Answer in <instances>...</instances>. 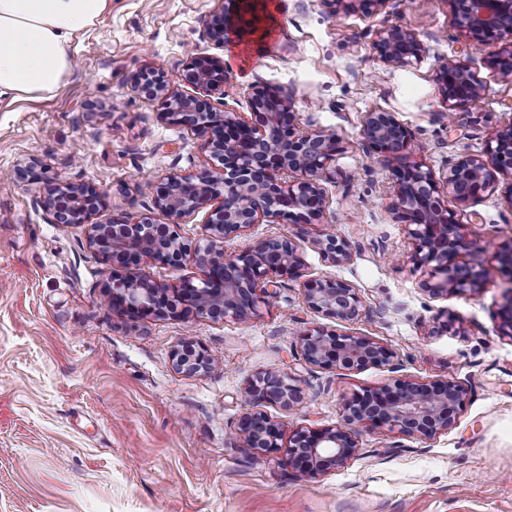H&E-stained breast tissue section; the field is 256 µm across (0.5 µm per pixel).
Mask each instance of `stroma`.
Wrapping results in <instances>:
<instances>
[{
    "instance_id": "obj_1",
    "label": "stroma",
    "mask_w": 512,
    "mask_h": 512,
    "mask_svg": "<svg viewBox=\"0 0 512 512\" xmlns=\"http://www.w3.org/2000/svg\"><path fill=\"white\" fill-rule=\"evenodd\" d=\"M216 5L109 0L74 37L73 72L55 92L0 101V178L32 158L47 174L104 191L96 221L132 214L166 223L154 205L158 183L198 173L209 156L196 131L165 122L158 100L134 91L131 78L155 69L191 94L183 63L208 55L228 71L207 97L215 108L262 124L249 99L257 87L276 86L291 96L301 129L339 140L318 221L263 222L223 243L235 254L289 236L303 278L282 280L272 303L244 321L132 320L104 303L107 266L84 231L37 205L45 184L0 186V512H512V337L500 319L512 279L496 256L512 244V178L465 206L444 198L485 281L475 293L432 296L421 288L430 270L411 262L413 242L394 211L393 166L361 137L365 113L383 110L412 135L407 162L435 176L484 155L512 123V84L488 66L493 46L460 34L448 0H388L376 11L336 14L322 0H252L241 11L246 32L221 44L204 35ZM391 25L416 34L420 60L398 68L379 61L374 42ZM451 58L486 86L453 119L436 80ZM327 234L351 242L348 261L322 257L315 242ZM324 278L356 289L359 319L305 305L303 280ZM316 327L388 346L394 368L307 363L295 341ZM184 339L208 350L207 372L173 367L170 352ZM265 373L296 379L298 410L245 401V388ZM443 377L465 389V405L430 440L362 428L355 456L314 476L289 467L283 453L256 456L234 445L240 418L255 408L287 431L318 429L340 422L353 393Z\"/></svg>"
}]
</instances>
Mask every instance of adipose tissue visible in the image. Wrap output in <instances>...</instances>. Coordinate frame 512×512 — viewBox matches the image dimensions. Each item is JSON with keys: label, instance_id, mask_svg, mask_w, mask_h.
I'll return each mask as SVG.
<instances>
[{"label": "adipose tissue", "instance_id": "adipose-tissue-1", "mask_svg": "<svg viewBox=\"0 0 512 512\" xmlns=\"http://www.w3.org/2000/svg\"><path fill=\"white\" fill-rule=\"evenodd\" d=\"M108 0H0V99L42 97L73 69L75 35L94 24Z\"/></svg>", "mask_w": 512, "mask_h": 512}]
</instances>
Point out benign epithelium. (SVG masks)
<instances>
[{
    "instance_id": "7a95c632",
    "label": "benign epithelium",
    "mask_w": 512,
    "mask_h": 512,
    "mask_svg": "<svg viewBox=\"0 0 512 512\" xmlns=\"http://www.w3.org/2000/svg\"><path fill=\"white\" fill-rule=\"evenodd\" d=\"M334 14L359 8L369 11L388 0H322ZM460 33L478 44H497L488 63L501 79L512 80V0H448ZM236 8L219 0L207 17L206 37L217 43L238 30ZM380 61L390 67H404L421 58L422 46L415 33L391 26L380 33L375 44ZM186 81L212 91L224 84V64L213 57L191 54L185 61ZM448 116L481 98L485 85L458 59H448L438 75ZM133 88L148 89L162 103V119L172 124H189L201 137V149L208 153L210 166L194 176L172 174L157 187L156 207L171 222L155 224L146 216L133 222L112 218L107 224L92 222L104 206V194L91 184H77L55 175L47 178L29 160L16 169L24 181H44L48 194L42 205L54 222L86 230L87 243L110 265L103 285L112 312L130 318L181 319L195 317L232 318L244 321L267 305L274 296L269 287L283 278L302 277V261L295 242L283 235L260 240L245 250L228 255L220 243L241 235L253 224H311L326 207L321 181L327 163L338 150L336 135L323 130L301 131L293 125L292 99L271 87L255 89L250 99L254 111H263L264 124L251 125L238 112L217 111L195 95L171 90L161 72L144 70L132 78ZM361 136L370 152L397 159L409 148L411 134L391 112L365 114ZM488 158L466 156L448 167L436 180L420 163L394 168L395 210L406 223L414 242L410 256L414 265H434L438 281L423 282L432 296L482 288V274L459 261L469 250L462 225L453 212L442 207L445 194L462 205L494 188L501 175L512 176V125L503 127L487 146ZM296 180L284 182L282 175ZM215 201L205 224V237L194 243L182 239L178 227L203 204ZM322 256L333 264L351 256L349 240L327 234L316 241ZM174 269L192 260L205 277L200 283L183 279L161 284L139 272L143 259ZM304 302L317 313L343 321L362 315V301L355 289L338 279H315L303 283ZM298 342L304 359L311 365L332 369L391 367L395 353L364 336L340 335L324 328L301 334ZM170 358L176 369L200 373L211 366L207 350L193 342L173 347ZM246 399L259 405L265 401L292 411L302 400L295 379L267 375L252 381ZM465 404V391L456 381L440 378L418 384L396 381L346 399L342 422L315 430H297L285 435V423L259 411L245 414L240 421L239 447L251 452H285L288 466L301 474L314 475L345 465L357 451L360 426L398 429L420 439H432L448 430ZM288 444H283V439Z\"/></svg>"
}]
</instances>
